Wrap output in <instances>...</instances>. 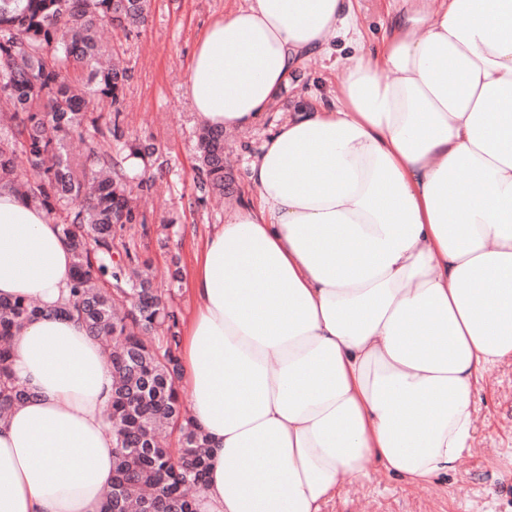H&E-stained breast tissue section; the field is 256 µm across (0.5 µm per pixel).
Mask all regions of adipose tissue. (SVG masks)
Segmentation results:
<instances>
[{"label": "adipose tissue", "mask_w": 512, "mask_h": 512, "mask_svg": "<svg viewBox=\"0 0 512 512\" xmlns=\"http://www.w3.org/2000/svg\"><path fill=\"white\" fill-rule=\"evenodd\" d=\"M390 13L335 96L263 142L253 196L196 258L179 388L209 442L197 512H322L374 464L444 480L483 375L512 358V0ZM340 33L362 38L351 0L231 9L193 52L197 119L254 125ZM71 265L47 212L1 189L0 296L44 314L13 340L33 396L0 421V512L104 510L113 378L56 312Z\"/></svg>", "instance_id": "ef3b65f1"}]
</instances>
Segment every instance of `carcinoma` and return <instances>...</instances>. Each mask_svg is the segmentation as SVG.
<instances>
[{"label":"carcinoma","mask_w":512,"mask_h":512,"mask_svg":"<svg viewBox=\"0 0 512 512\" xmlns=\"http://www.w3.org/2000/svg\"><path fill=\"white\" fill-rule=\"evenodd\" d=\"M149 0H0V189L8 188L55 219L73 258L69 307L106 344L114 384L106 413L116 437L104 512H196L208 469V441L187 416L177 388L181 370L179 270L157 288L123 244L127 227H151L138 199L154 180L103 149L123 137L120 116L127 69L104 61L97 30L146 21ZM110 100L97 111L95 99ZM126 157L149 166L155 149L124 142ZM29 164L17 182L13 160ZM196 200L233 183L224 162V129L197 135ZM123 245L124 259L113 261ZM39 303L0 298V420L31 396L11 372L10 342L42 316Z\"/></svg>","instance_id":"1"}]
</instances>
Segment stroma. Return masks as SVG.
I'll return each mask as SVG.
<instances>
[{"mask_svg": "<svg viewBox=\"0 0 512 512\" xmlns=\"http://www.w3.org/2000/svg\"><path fill=\"white\" fill-rule=\"evenodd\" d=\"M243 0H151L145 25L123 34L104 27L105 44L118 51L130 79L124 90L121 128L125 139L157 147L160 165L150 166L156 188L145 208L150 223L170 222L166 248L141 229L128 231L141 259L153 265L158 286H166L170 262H178L183 279L176 299L182 313L192 303L190 282L195 256L225 211L251 194L250 160L275 125L289 112L318 103L336 76L344 47L336 40L328 55L312 57L297 70L288 89L253 127L224 133V154L235 176L224 199L195 202L199 123L187 94V78L196 42L213 20ZM365 48L380 41L387 24V0H354ZM478 420L473 446L457 472L440 484L407 486L372 472L369 480L345 484L323 512H512V360L486 374L475 397Z\"/></svg>", "mask_w": 512, "mask_h": 512, "instance_id": "1", "label": "stroma"}]
</instances>
